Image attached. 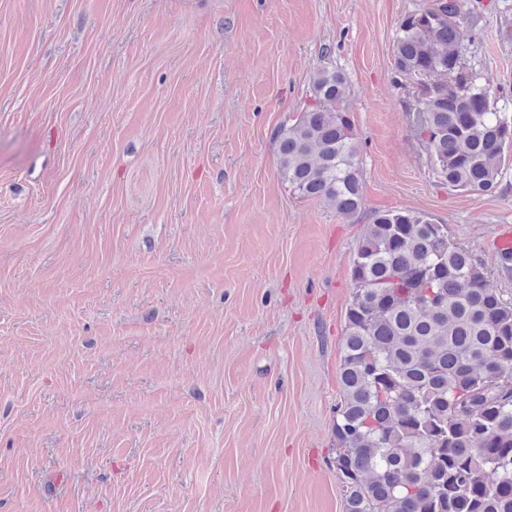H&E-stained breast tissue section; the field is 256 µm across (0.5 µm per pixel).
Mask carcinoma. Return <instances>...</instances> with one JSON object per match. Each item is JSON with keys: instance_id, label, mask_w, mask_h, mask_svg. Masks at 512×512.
<instances>
[{"instance_id": "obj_1", "label": "carcinoma", "mask_w": 512, "mask_h": 512, "mask_svg": "<svg viewBox=\"0 0 512 512\" xmlns=\"http://www.w3.org/2000/svg\"><path fill=\"white\" fill-rule=\"evenodd\" d=\"M480 4L427 0L405 14L394 66L413 84L407 109L434 174L488 193L512 114L462 61L459 30ZM310 98L276 132L281 177L352 218L363 181L344 72L319 70ZM352 277L335 422L345 512H512V301L419 212L375 213Z\"/></svg>"}]
</instances>
